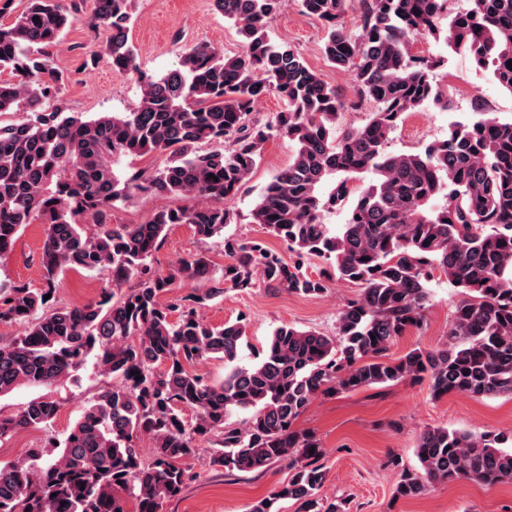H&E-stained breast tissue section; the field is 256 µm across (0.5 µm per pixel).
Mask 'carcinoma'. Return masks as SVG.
Wrapping results in <instances>:
<instances>
[{
    "label": "carcinoma",
    "mask_w": 512,
    "mask_h": 512,
    "mask_svg": "<svg viewBox=\"0 0 512 512\" xmlns=\"http://www.w3.org/2000/svg\"><path fill=\"white\" fill-rule=\"evenodd\" d=\"M82 2L27 0L0 26V72L12 74L0 81V115L26 114L20 123L0 122V258L27 225H45L42 287L0 284V323L27 325L0 343V396L20 385L51 387L90 360L103 382L56 454L27 448L0 463V512H126L127 497L135 512H163L191 479L182 461L216 432L214 468L232 474L288 466V480L248 512H280L282 501L298 503V512H345L343 503L320 497L325 449L296 427L317 396L408 379L428 380L436 399L512 395V119L481 111L421 151H388L390 134L409 114L427 104L450 107L448 92L433 83L434 63L412 51L419 35L444 36L476 67H492L512 94V0H471L445 30L439 21L448 0H359L356 33L340 24L349 0H301L302 11L325 25L328 62L353 74L349 103L297 52L268 38L267 23L286 0H213L243 38L242 52L190 47L176 68L141 77L135 107L88 119L58 104L62 75L49 52L79 19ZM95 4L93 26L106 33L102 49L113 68L137 71L132 0ZM269 94L284 109L263 123L253 111ZM365 102L372 104L366 123L338 130L340 113ZM274 134L292 141L294 154L262 188L251 217L288 245L291 261L224 234L237 223L225 203ZM212 142L224 148L202 149ZM155 151L169 152L170 160L154 173L120 177L113 169L124 157ZM366 173L372 180L351 198V181ZM135 190L198 194L214 205L160 209L142 224L109 223ZM339 210L346 219L334 233L326 218ZM83 217L96 221V233H87ZM173 224L192 225L202 240L224 239L227 262L206 293L164 302L176 282L211 273L204 253L166 275L153 270L152 256ZM312 256L325 262L316 276L305 267ZM436 269L463 295L446 343L390 358L393 342L423 325ZM66 270L108 272L112 284L97 301L59 307L53 294ZM256 271L267 286L301 296L322 293L334 279L361 291L341 311L336 335L281 325L262 359L241 365L245 318L210 325L198 308L225 284L252 287ZM133 278L136 284L115 297ZM204 359L224 361V380L190 371ZM234 410L251 412L245 429L227 424ZM58 411L54 400H32L0 415V438L48 427ZM143 434L153 442L148 462L138 445ZM509 441L426 428L418 467L388 461L399 469L394 496L417 497L459 478L512 480Z\"/></svg>",
    "instance_id": "obj_1"
}]
</instances>
